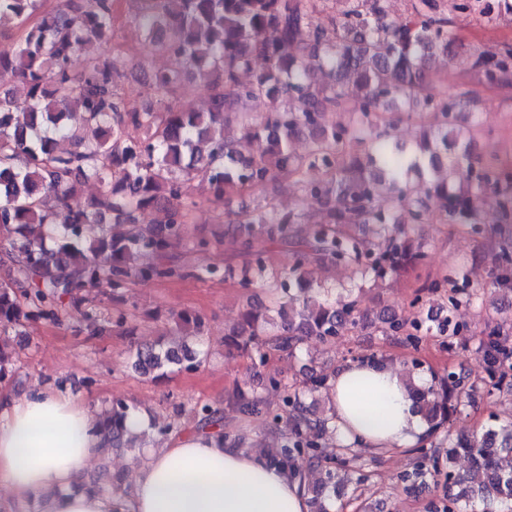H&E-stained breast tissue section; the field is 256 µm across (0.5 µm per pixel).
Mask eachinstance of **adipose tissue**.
<instances>
[{
  "mask_svg": "<svg viewBox=\"0 0 512 512\" xmlns=\"http://www.w3.org/2000/svg\"><path fill=\"white\" fill-rule=\"evenodd\" d=\"M429 383L423 369L407 375L388 358L341 366L328 381L338 443L374 452L416 443L426 425L410 389ZM97 420L93 407L55 390L0 391V487L11 502L45 512H309L297 477L205 433L146 448L131 495L82 488L102 451Z\"/></svg>",
  "mask_w": 512,
  "mask_h": 512,
  "instance_id": "1",
  "label": "adipose tissue"
}]
</instances>
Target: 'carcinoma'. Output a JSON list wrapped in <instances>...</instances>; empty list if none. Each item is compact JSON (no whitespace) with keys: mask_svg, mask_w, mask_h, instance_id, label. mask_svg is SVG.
I'll return each mask as SVG.
<instances>
[{"mask_svg":"<svg viewBox=\"0 0 512 512\" xmlns=\"http://www.w3.org/2000/svg\"><path fill=\"white\" fill-rule=\"evenodd\" d=\"M138 26L159 50L183 58L179 70L157 71L148 87L160 109L125 106L109 62L100 47L112 38V0H69L66 11L42 16L23 36L0 49V70L17 75L18 91L0 92V240L19 278L30 287L0 283V330L18 329L33 319L57 321L68 305L85 298L78 290L97 291L112 302H123L121 289L131 278L172 277L178 270L161 261L146 264L148 255L162 257L171 240L184 236L190 220L182 205L190 182L200 179L206 192L230 203L231 196L256 190L269 180L297 179L302 199L322 208L324 221L306 224L299 213L278 215L257 210L232 225L231 244L241 262L224 267L222 277L239 288L265 286L267 302L249 304L232 343L252 349L264 364L270 355L294 353L309 338L333 340L357 324L368 277L406 275L425 257L417 243L397 224H422L432 218L444 223H477V202L491 192L508 197L512 183L499 178V163L479 162L474 178L470 143L476 127L457 125L459 112L474 90L463 82L455 94L437 88L429 77V60L453 59L460 47L452 30L455 16L464 14L491 26L512 15V0H407L406 17L388 20L390 0H140ZM42 0H0V21L24 25ZM83 57L76 77L71 59ZM265 70L247 85L238 74L256 58ZM328 70L330 82L314 87L312 67ZM478 79L500 89L512 88V46L478 55L471 64ZM216 76L207 111L197 112L170 97L185 88L189 77ZM288 96V107L277 108L262 123L239 138L224 133V113L242 100ZM400 99L415 102L427 125L408 155L390 144L388 111ZM80 106L85 126L95 132L86 141L64 125L72 104ZM336 113V125L321 119ZM309 138L308 151L295 155L289 143L297 134ZM361 152L345 160L350 144ZM431 172L424 196L413 194L411 172ZM320 168L325 179L311 181L305 172ZM90 182L103 191L88 207L83 188ZM388 195L392 206L383 211L378 197ZM168 204L157 224H138L133 213ZM494 288L512 292V216L503 217ZM363 226L373 229V242L359 237ZM259 233L288 251L296 280L308 281L313 264H336L350 271L345 299L335 289L317 284V295L291 288V280L269 276L251 238ZM107 254L109 265L98 257ZM464 264L427 280L421 292L441 299L440 318L419 313H392L380 319L386 336L402 335L419 344L434 334L455 335L463 329L457 312L470 305L473 290ZM172 337L135 349L133 367L141 375L166 374L174 368L192 369L200 359L188 339L201 335V317L187 311L172 314ZM479 353L491 378L512 369V337L493 329ZM13 366V351L0 340V382ZM330 374L313 375L303 386L288 385L277 376L267 389L279 394L278 408L262 394L238 389L227 403L242 419H256L279 436L272 463L300 477L308 495L309 512H333L346 491L367 477L360 453L336 457L326 446L335 435L332 418L317 414L305 403L327 386ZM476 385L450 371L436 375L428 389L414 390L415 408L427 424L425 436L447 429L461 408L476 402ZM130 405L112 402L100 414L98 432L106 446L126 448L140 457L126 425ZM197 431L213 430L234 448L246 444L244 435L224 433V412L208 403L190 407ZM410 467L400 478L404 491L426 487L443 478V495L434 512H460L477 503L480 512L512 508V420L488 426L479 435L448 438V448L409 449ZM464 457L469 467H451ZM319 474L310 483V473Z\"/></svg>","mask_w":512,"mask_h":512,"instance_id":"obj_1","label":"carcinoma"}]
</instances>
